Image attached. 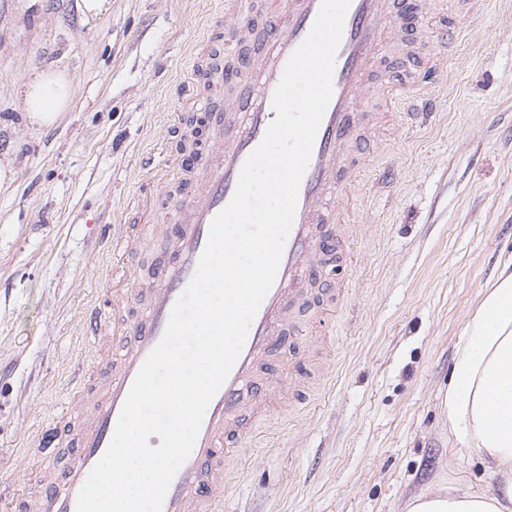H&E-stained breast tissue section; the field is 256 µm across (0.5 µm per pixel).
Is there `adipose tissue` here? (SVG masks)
I'll list each match as a JSON object with an SVG mask.
<instances>
[{
	"instance_id": "1",
	"label": "adipose tissue",
	"mask_w": 512,
	"mask_h": 512,
	"mask_svg": "<svg viewBox=\"0 0 512 512\" xmlns=\"http://www.w3.org/2000/svg\"><path fill=\"white\" fill-rule=\"evenodd\" d=\"M29 123H56L72 98L64 72L33 71L19 88ZM461 449L477 454L494 481L489 492L465 480L432 485L405 512H512V256L503 260L460 337L441 402Z\"/></svg>"
}]
</instances>
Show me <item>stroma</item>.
Listing matches in <instances>:
<instances>
[{"instance_id":"35a3bbf8","label":"stroma","mask_w":512,"mask_h":512,"mask_svg":"<svg viewBox=\"0 0 512 512\" xmlns=\"http://www.w3.org/2000/svg\"><path fill=\"white\" fill-rule=\"evenodd\" d=\"M0 0V494L25 493L19 457L37 450L103 348L82 339L89 306L111 316L104 226L128 221L155 146L178 154L207 112L185 91L208 27L241 39L225 0ZM386 77L363 101L360 191L351 239L293 301L306 329L259 373L296 403L248 417L249 440L223 512H398L425 483L491 490L476 454L458 452L440 399L455 346L501 254L512 252V0H421ZM454 46L443 51V34ZM68 74L70 108L31 125L19 86Z\"/></svg>"}]
</instances>
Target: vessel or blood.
Masks as SVG:
<instances>
[{
    "instance_id": "vessel-or-blood-1",
    "label": "vessel or blood",
    "mask_w": 512,
    "mask_h": 512,
    "mask_svg": "<svg viewBox=\"0 0 512 512\" xmlns=\"http://www.w3.org/2000/svg\"><path fill=\"white\" fill-rule=\"evenodd\" d=\"M321 0H270L267 22L242 68L224 73L206 67L199 73L207 86L230 82L227 104L232 115L226 129H214L203 156L183 155L178 167L200 166L197 188L189 203L175 209L171 251L151 280L137 287L126 255L141 238L126 230L112 240V317L86 312L83 334L98 346L112 348L117 362L92 384V399L76 397L68 415L79 426L77 436L60 433L67 448L62 465L32 460L33 492L18 512H76L78 493L107 450L127 394L149 352L161 339L171 309L192 278L214 216L230 201L241 167L259 145L276 113L272 98L283 70L308 35ZM411 0H351L336 55L334 89L322 119L310 163L301 182L292 230L276 280L254 318L243 350L205 414L195 447L177 472L163 512H222L233 484L224 456L248 434L244 411L268 412L276 404L257 385L261 360L283 345L279 329L288 320L294 293L321 257L334 250L349 230L343 200L355 182L357 159L351 132L361 119L360 104L369 92L377 58L393 54L396 20L409 15ZM147 296L143 315L130 313L135 290Z\"/></svg>"
}]
</instances>
